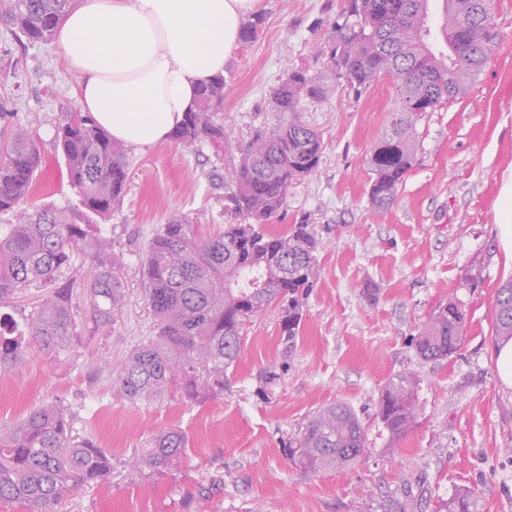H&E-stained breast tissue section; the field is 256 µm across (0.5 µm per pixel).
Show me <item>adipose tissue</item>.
<instances>
[{
  "instance_id": "1",
  "label": "adipose tissue",
  "mask_w": 512,
  "mask_h": 512,
  "mask_svg": "<svg viewBox=\"0 0 512 512\" xmlns=\"http://www.w3.org/2000/svg\"><path fill=\"white\" fill-rule=\"evenodd\" d=\"M258 0H76L56 32L82 112L125 145L168 141L223 74Z\"/></svg>"
}]
</instances>
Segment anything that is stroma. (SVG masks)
I'll return each instance as SVG.
<instances>
[{
    "instance_id": "35a3bbf8",
    "label": "stroma",
    "mask_w": 512,
    "mask_h": 512,
    "mask_svg": "<svg viewBox=\"0 0 512 512\" xmlns=\"http://www.w3.org/2000/svg\"><path fill=\"white\" fill-rule=\"evenodd\" d=\"M347 5L260 0L262 28L224 69V123L236 141L271 122L269 98L284 68L329 82L325 96L304 100L300 112L326 149L284 204L283 224H310L321 245L297 348L280 379L261 392L260 370L282 360L271 308L245 326L223 394L136 404L113 392L112 368L154 321L141 263L154 228L183 216L207 235L234 220L224 164L212 149L170 141L129 148L128 190L107 223L124 255L123 302L99 328L88 304L80 305L77 330L86 341L70 364L32 347L5 374L12 394L0 400V419L63 400L78 413L76 430L112 459L107 477L51 512H401L407 504L436 512L463 488L478 497L480 512H512V388L497 375L493 333L496 291L512 280L494 209L512 172V0H497L501 38L476 81L418 121L413 166L393 206L379 212L368 203L369 159L396 90L382 80L357 99L334 81L330 45L354 22ZM76 89L56 42L23 46L0 24V130L27 125L44 157L41 189L24 209L79 205L53 143L55 126L79 109ZM368 287L375 299L365 296ZM451 299L466 314L467 334L450 358L421 363L410 339ZM408 370L420 378L422 411L394 444L377 417L378 397L391 376ZM336 401L364 424L366 448L355 465L315 475L291 461L285 445L314 411ZM171 427L187 438L180 461L166 471L142 465L155 436Z\"/></svg>"
}]
</instances>
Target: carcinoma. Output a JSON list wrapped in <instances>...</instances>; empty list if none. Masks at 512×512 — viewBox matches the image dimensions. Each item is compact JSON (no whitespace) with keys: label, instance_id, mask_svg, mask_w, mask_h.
I'll return each mask as SVG.
<instances>
[{"label":"carcinoma","instance_id":"1","mask_svg":"<svg viewBox=\"0 0 512 512\" xmlns=\"http://www.w3.org/2000/svg\"><path fill=\"white\" fill-rule=\"evenodd\" d=\"M74 0H0V20L12 26L21 45L47 43ZM356 24L330 45L336 80L357 99L390 78L395 107L374 147L368 198L375 210L396 200L412 167L416 124L422 114L456 97L474 80L495 47L496 0H350ZM224 77L202 86L195 110L185 114L173 141L192 150L205 146L224 153V190L238 222L208 236L174 216L157 228L144 251L145 292L154 314L151 336L112 370V386L125 400L147 402L178 389L183 397L224 392V371L240 356L250 317L279 309V341L291 356L303 307L317 279L318 240L308 224L282 231L280 217L288 187L312 174L325 150L323 138L297 119L305 98L325 86L302 68H287L270 96L275 122L244 142H231L224 127ZM68 183L82 210L35 208L21 211L38 181L42 156L26 128L0 134V213L16 222L0 225V367L8 368L30 345L55 361L77 357L79 305L74 288L86 290L95 322L106 323L124 296L121 255L103 234L127 191V148L81 112L66 114L55 130ZM90 262L80 284L70 277L75 254ZM40 288L42 301L22 316L2 311L17 291ZM493 330L512 339V280L498 288ZM466 335V318L450 301L434 312L413 337L425 362L448 358ZM419 377L399 372L381 388L378 416L391 441L413 430L421 410ZM69 408L60 401L32 409L19 421L0 420V501L29 512H50L84 484L105 478L112 461L103 449L73 436ZM367 434L346 403L320 407L302 436L288 443V456L322 474L354 463ZM186 447L183 432L159 434L143 457L156 471L167 470ZM439 512H477L472 491L462 489Z\"/></svg>","mask_w":512,"mask_h":512}]
</instances>
